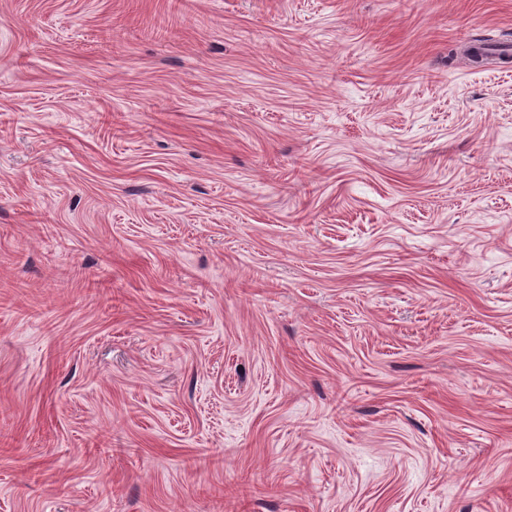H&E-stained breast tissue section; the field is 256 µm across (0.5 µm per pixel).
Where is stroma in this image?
Segmentation results:
<instances>
[{"label":"stroma","mask_w":512,"mask_h":512,"mask_svg":"<svg viewBox=\"0 0 512 512\" xmlns=\"http://www.w3.org/2000/svg\"><path fill=\"white\" fill-rule=\"evenodd\" d=\"M512 0H0V512H512Z\"/></svg>","instance_id":"obj_1"}]
</instances>
